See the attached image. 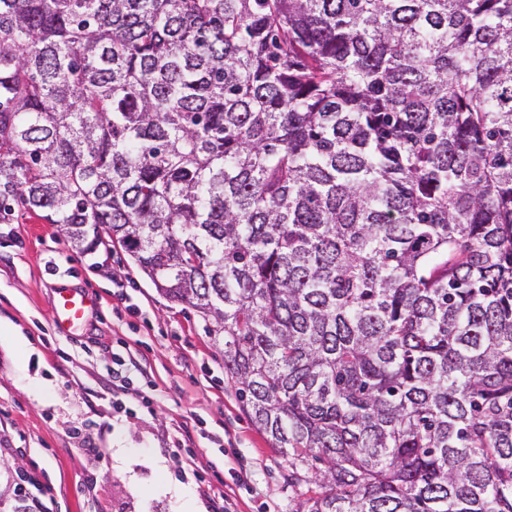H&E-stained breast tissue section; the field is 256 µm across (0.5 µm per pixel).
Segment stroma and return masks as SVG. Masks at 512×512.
Here are the masks:
<instances>
[{
  "mask_svg": "<svg viewBox=\"0 0 512 512\" xmlns=\"http://www.w3.org/2000/svg\"><path fill=\"white\" fill-rule=\"evenodd\" d=\"M60 286L100 300L69 336L53 329ZM125 296L146 318L127 314ZM222 350L202 317L158 292L120 247L79 255L33 213L0 224V501L12 503L25 474L29 498L52 512H303L308 486L289 482L280 451L250 422ZM116 352L140 366L134 386L113 377ZM139 389L151 410L138 409ZM181 448L203 459L204 477ZM230 454L245 484L229 475Z\"/></svg>",
  "mask_w": 512,
  "mask_h": 512,
  "instance_id": "1",
  "label": "stroma"
}]
</instances>
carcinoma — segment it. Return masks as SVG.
<instances>
[{
  "instance_id": "cac0c4a2",
  "label": "carcinoma",
  "mask_w": 512,
  "mask_h": 512,
  "mask_svg": "<svg viewBox=\"0 0 512 512\" xmlns=\"http://www.w3.org/2000/svg\"><path fill=\"white\" fill-rule=\"evenodd\" d=\"M224 334L306 512H512V0H0V224Z\"/></svg>"
}]
</instances>
